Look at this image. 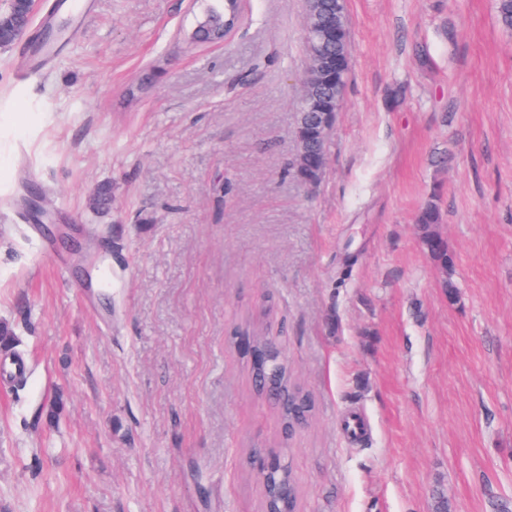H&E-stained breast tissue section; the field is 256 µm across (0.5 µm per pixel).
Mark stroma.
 Instances as JSON below:
<instances>
[{"label": "stroma", "instance_id": "obj_1", "mask_svg": "<svg viewBox=\"0 0 512 512\" xmlns=\"http://www.w3.org/2000/svg\"><path fill=\"white\" fill-rule=\"evenodd\" d=\"M496 0H347L322 180L287 173L304 0H91L25 79L0 48V512H299L512 498V29ZM440 189L444 270L418 209ZM452 281L454 293L444 283ZM269 335L313 400L286 437L227 333ZM208 2L203 11L201 20L198 22L199 29L196 35L201 37V33L207 29L221 28L224 30L215 34L213 42L224 43V38L229 35L232 28H227L225 24L224 5L226 0H204ZM288 489L287 502L280 498L279 493ZM298 504V491L296 480L292 468L285 461V458L278 454V463L276 468L270 473L267 478V491H265V498L263 501V512H280L289 508L297 510Z\"/></svg>", "mask_w": 512, "mask_h": 512}]
</instances>
